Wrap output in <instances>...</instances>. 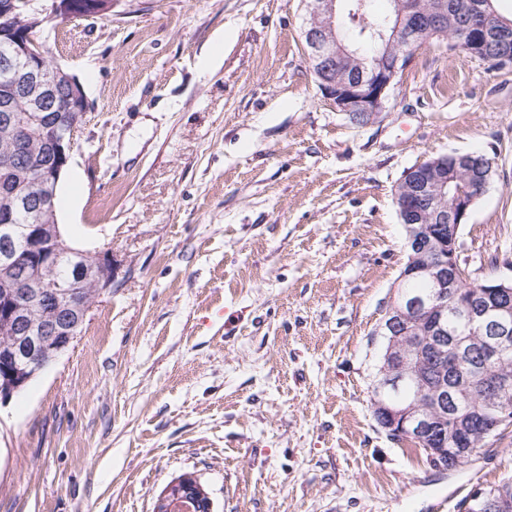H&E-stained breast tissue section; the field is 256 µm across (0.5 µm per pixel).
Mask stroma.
Listing matches in <instances>:
<instances>
[{
    "label": "stroma",
    "instance_id": "obj_1",
    "mask_svg": "<svg viewBox=\"0 0 512 512\" xmlns=\"http://www.w3.org/2000/svg\"><path fill=\"white\" fill-rule=\"evenodd\" d=\"M304 18L302 0H112L44 29L88 102L58 222L118 268L0 404V512H153L184 473L214 512H462L512 479V427L440 471L370 406L410 168L490 159L458 259L512 278V70L431 38L358 125L320 90Z\"/></svg>",
    "mask_w": 512,
    "mask_h": 512
}]
</instances>
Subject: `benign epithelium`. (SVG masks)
Wrapping results in <instances>:
<instances>
[{
    "instance_id": "benign-epithelium-1",
    "label": "benign epithelium",
    "mask_w": 512,
    "mask_h": 512,
    "mask_svg": "<svg viewBox=\"0 0 512 512\" xmlns=\"http://www.w3.org/2000/svg\"><path fill=\"white\" fill-rule=\"evenodd\" d=\"M307 15L303 30L311 66L329 74L321 79V88L336 110L348 116L363 114L374 121L384 108L389 93L401 68V56H373L365 59L364 73L358 78L336 81V59L347 50L336 41L337 0H303ZM112 9V0H53L52 11L47 13L34 6V0H0V19L7 25L0 28V70L10 76L8 87L0 92V127L12 131L13 148L3 157V165L12 166L29 155L28 137L15 120V112L22 101L31 112L44 114L47 123L45 140L49 145L48 159L40 163L25 180L23 193L14 188L3 192L0 212V335L11 336L14 344L0 350V403L8 401L58 354L76 339L78 330L86 322L90 307L78 291L58 287L46 290L39 287L41 270L52 265L64 254L74 255L78 270L88 280L105 291L112 285L115 265L110 250L60 249L61 233L53 221L57 185L71 160L75 134L87 111V99L80 83L59 66L45 62V51L39 33L50 22L75 17H98ZM444 0H432L428 14L438 19L429 23L411 9H398L393 27V39L406 46H414L428 36L448 35ZM484 2H475L464 37L470 53L480 57L485 36ZM448 190V156L439 155L422 163L409 197L395 201L400 222L409 235L407 246L414 251L437 253L443 238L429 230L416 229L420 211L418 205L430 206ZM473 199L459 197L449 212H436V219L448 225V261L428 263L415 272L422 273L430 282L433 293L429 297H416L403 304H391L380 335L389 339L386 355L390 367L377 390L375 408L385 418L379 426L389 436L400 437L407 432L420 433L426 425L436 422L447 413L448 385L442 380L432 392L436 405L434 417L422 413L425 407V387L417 379L414 400L417 409H403L382 396L384 388L409 378L410 360L405 350L422 348L421 337L409 335L405 321L414 320L436 337L448 330L447 298L457 297L465 288L478 289L476 301L461 300L458 308L468 326L486 337L484 356L491 358L512 341V280L498 277L472 283L458 262L459 230L466 220ZM25 207L34 217V223L18 226L10 223L9 213L18 206ZM38 306L43 310L41 325L28 330V309ZM485 390L486 406L504 416L512 412L500 400L501 392L508 389L509 380L489 378L475 370ZM156 512H213V502L198 477L184 474L162 492Z\"/></svg>"
}]
</instances>
